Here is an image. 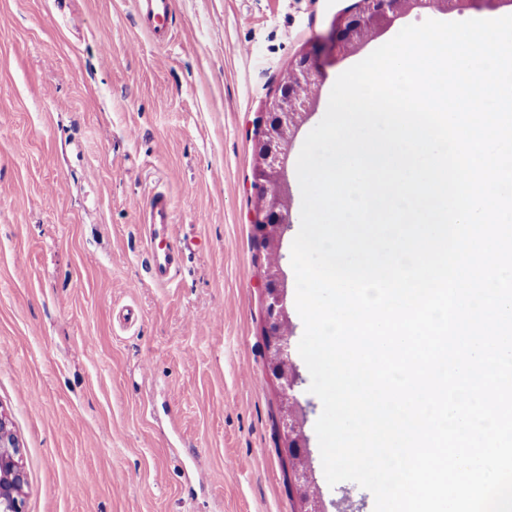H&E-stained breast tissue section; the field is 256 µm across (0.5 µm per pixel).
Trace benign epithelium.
<instances>
[{
	"label": "benign epithelium",
	"mask_w": 512,
	"mask_h": 512,
	"mask_svg": "<svg viewBox=\"0 0 512 512\" xmlns=\"http://www.w3.org/2000/svg\"><path fill=\"white\" fill-rule=\"evenodd\" d=\"M478 1L492 7L512 5V0H357L354 11L343 15L335 24V40L346 50L359 48L415 8L436 6L450 13L463 14ZM317 85L318 74L311 57L303 54L288 70L263 119L256 165L258 180L262 184H273L278 188L287 185L285 164L288 147L314 102L313 94H303L301 90L307 88L312 91ZM258 200L254 229L264 242L277 243L283 226L289 223L285 198L278 192L271 198L261 193ZM265 286L270 361L273 373L284 389L283 435L289 454L299 457L302 443L293 413L295 397L292 394L296 375L290 362V341L283 332L288 313L278 264L266 266ZM19 456L18 444L6 418L0 413V512H24L22 492L25 474Z\"/></svg>",
	"instance_id": "1"
}]
</instances>
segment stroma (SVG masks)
Returning a JSON list of instances; mask_svg holds the SVG:
<instances>
[{"label": "stroma", "instance_id": "obj_1", "mask_svg": "<svg viewBox=\"0 0 512 512\" xmlns=\"http://www.w3.org/2000/svg\"><path fill=\"white\" fill-rule=\"evenodd\" d=\"M355 2L176 0L160 46L136 0H0V413L21 448L24 512H300L253 220L258 123L303 53L320 82L288 149L277 247L295 417L324 512H368L369 491L325 479L322 402L297 350L296 163L342 72L446 15L416 9L335 51L334 21ZM157 190L183 249L168 286L144 260L140 209Z\"/></svg>", "mask_w": 512, "mask_h": 512}]
</instances>
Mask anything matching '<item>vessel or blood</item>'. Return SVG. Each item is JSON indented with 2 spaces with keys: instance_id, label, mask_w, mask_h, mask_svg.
<instances>
[{
  "instance_id": "1",
  "label": "vessel or blood",
  "mask_w": 512,
  "mask_h": 512,
  "mask_svg": "<svg viewBox=\"0 0 512 512\" xmlns=\"http://www.w3.org/2000/svg\"><path fill=\"white\" fill-rule=\"evenodd\" d=\"M140 26L159 45L168 44L174 0H137ZM143 222L148 227L145 254L152 279L167 284L179 265L182 253L173 233L174 211L169 197L163 192L153 193L143 209Z\"/></svg>"
}]
</instances>
